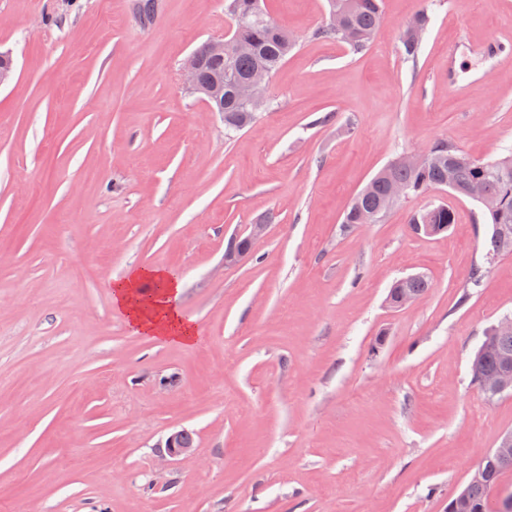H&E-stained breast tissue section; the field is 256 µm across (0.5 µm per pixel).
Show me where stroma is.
<instances>
[{
  "mask_svg": "<svg viewBox=\"0 0 512 512\" xmlns=\"http://www.w3.org/2000/svg\"><path fill=\"white\" fill-rule=\"evenodd\" d=\"M297 40L268 110L225 135L184 59L230 34L224 0H0V512H447L512 431V395L470 381L512 314V254L486 261L480 205L441 189L341 229L388 162L444 140L512 148V0H383L372 46L315 38L327 0H265ZM417 58L398 30L422 9ZM447 202L448 231L415 211ZM266 238L225 266L229 237ZM487 265L481 287L472 268ZM181 280L200 341L133 335L111 284ZM431 286L390 308L399 278ZM195 434L170 458L169 433ZM409 224L411 227L418 224L415 226V233L418 234H429L431 229L434 234H440L455 224V212L447 202H442L416 211L410 216Z\"/></svg>",
  "mask_w": 512,
  "mask_h": 512,
  "instance_id": "obj_1",
  "label": "stroma"
}]
</instances>
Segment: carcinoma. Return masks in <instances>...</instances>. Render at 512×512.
<instances>
[{"label":"carcinoma","mask_w":512,"mask_h":512,"mask_svg":"<svg viewBox=\"0 0 512 512\" xmlns=\"http://www.w3.org/2000/svg\"><path fill=\"white\" fill-rule=\"evenodd\" d=\"M226 9L233 20V34L224 46V58L216 59L203 43L196 48L201 58V82L209 84L224 80V130L238 132L266 108V102H245L238 95L237 83L247 82L260 74H274L288 59L296 46L293 34L277 24L263 5V0H226ZM328 23L316 32L319 38L333 39L355 53H361L372 42L382 17V0H328ZM431 17L428 11L417 13L399 31L397 40L401 52L415 57L428 31ZM248 46L244 52L236 45ZM482 183L483 191L497 202V208L484 212L491 234L486 244V260L512 254V154L477 161L446 141H438L429 149L422 164L396 158L384 166L357 194L346 210L342 227L349 231L363 223L362 216L381 209L390 190L403 186L404 195H418L432 188L451 187L456 197L467 196L469 186ZM455 223V212L446 202L413 213L409 224H428L440 234ZM430 288L428 279L416 274L399 279L390 288L387 302L397 307L404 294L424 295ZM512 365V331L501 332L492 325L471 361V374L495 373ZM481 476L471 478L462 487V496L448 499V512H488L492 490L504 470L497 460L484 458L478 465Z\"/></svg>","instance_id":"1"}]
</instances>
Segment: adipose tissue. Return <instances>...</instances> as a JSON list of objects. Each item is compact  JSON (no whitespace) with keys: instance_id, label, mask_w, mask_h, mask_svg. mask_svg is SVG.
<instances>
[{"instance_id":"1","label":"adipose tissue","mask_w":512,"mask_h":512,"mask_svg":"<svg viewBox=\"0 0 512 512\" xmlns=\"http://www.w3.org/2000/svg\"><path fill=\"white\" fill-rule=\"evenodd\" d=\"M181 284L167 269L142 266L111 285L112 306L129 330L138 336L189 347L198 329L179 306Z\"/></svg>"}]
</instances>
